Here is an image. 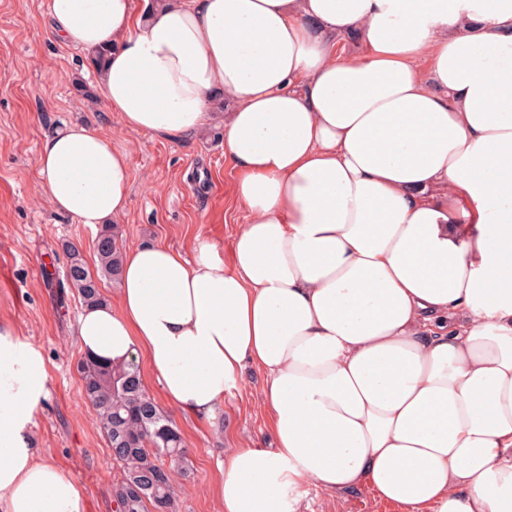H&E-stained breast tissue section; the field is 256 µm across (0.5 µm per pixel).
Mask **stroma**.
Wrapping results in <instances>:
<instances>
[{
	"label": "stroma",
	"mask_w": 512,
	"mask_h": 512,
	"mask_svg": "<svg viewBox=\"0 0 512 512\" xmlns=\"http://www.w3.org/2000/svg\"><path fill=\"white\" fill-rule=\"evenodd\" d=\"M48 0H0V325L41 351L47 394L31 413L33 447L81 485L84 512H116L112 483L120 470L77 366L83 355L74 333L82 304L66 284L69 249L77 247L97 270L96 229L56 213L38 189L36 159L42 140L68 122H81L125 152L130 202L116 221L123 250L151 242L192 254L197 241L228 258L240 227L233 183L237 171L224 156V114L233 103L216 96L214 119L201 133L163 138L124 127L104 101L87 51L48 31ZM264 375L249 370L239 391L224 398V431L171 417L186 442L193 473L177 481L179 512H221L212 487L224 451L271 447L259 404ZM300 512H403L363 485L340 496L308 487Z\"/></svg>",
	"instance_id": "35a3bbf8"
}]
</instances>
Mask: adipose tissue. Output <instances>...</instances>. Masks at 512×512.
Instances as JSON below:
<instances>
[{"mask_svg":"<svg viewBox=\"0 0 512 512\" xmlns=\"http://www.w3.org/2000/svg\"><path fill=\"white\" fill-rule=\"evenodd\" d=\"M61 41L109 50L100 91L128 128L192 135L224 115L243 222L231 260L143 244L76 343L146 358L168 404L222 431L263 372L275 445L234 448L224 512H297L305 485H370L404 512H512V0H51ZM39 191L101 227L127 155L72 124ZM41 353L0 329V512H81L29 447Z\"/></svg>","mask_w":512,"mask_h":512,"instance_id":"obj_1","label":"adipose tissue"}]
</instances>
